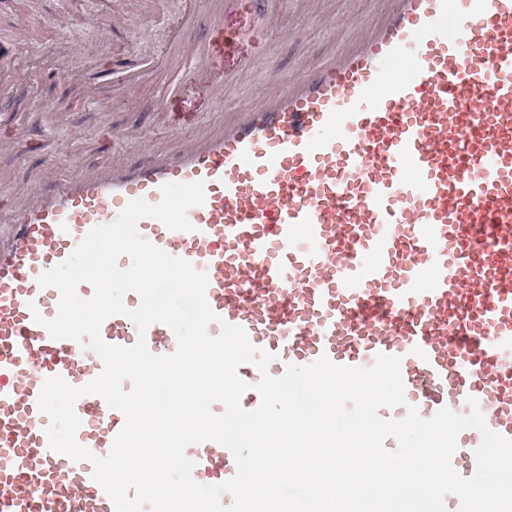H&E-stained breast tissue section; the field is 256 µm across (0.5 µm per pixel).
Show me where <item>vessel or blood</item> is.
<instances>
[{"label": "vessel or blood", "instance_id": "obj_1", "mask_svg": "<svg viewBox=\"0 0 512 512\" xmlns=\"http://www.w3.org/2000/svg\"><path fill=\"white\" fill-rule=\"evenodd\" d=\"M274 2L188 0L216 28L225 10L255 16ZM383 2L372 26L333 17L352 43L225 113L222 129L78 174L47 166L32 197L0 206V512H116L89 462L49 447L46 379L81 387L102 362L41 326L59 293L37 279L128 201L158 202L167 182L204 181L193 231L145 218L139 232L206 272L209 305L273 354L271 375L323 355L361 367L398 356L406 402L390 418L476 407L512 439V0ZM173 40L193 66L215 67L189 19ZM152 67L122 64L113 89L130 92ZM141 335L154 354L177 347L160 323L141 334L114 315L101 327L113 345ZM238 375L243 408L256 409L258 368ZM75 410L77 443L108 455L123 414L94 394ZM481 440L468 430L454 453L461 477L474 475ZM186 454L198 483L236 473L216 442Z\"/></svg>", "mask_w": 512, "mask_h": 512}]
</instances>
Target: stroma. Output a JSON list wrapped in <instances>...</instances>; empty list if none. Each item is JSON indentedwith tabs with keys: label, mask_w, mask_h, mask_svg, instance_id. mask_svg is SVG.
<instances>
[{
	"label": "stroma",
	"mask_w": 512,
	"mask_h": 512,
	"mask_svg": "<svg viewBox=\"0 0 512 512\" xmlns=\"http://www.w3.org/2000/svg\"><path fill=\"white\" fill-rule=\"evenodd\" d=\"M379 10L377 0H306L301 6L284 0L248 35L245 13L226 12L218 32L206 15H196L195 30L220 62L210 74L193 70L172 41L173 27L186 15L185 0H0V47L12 55L9 90L0 93V126L12 119L46 129L39 145L16 140L0 149V196L27 198L37 172L50 161L63 172L80 173L169 143L172 133L159 101L174 84L182 87L179 110L199 113L197 128L212 126L225 113L254 104L269 82L287 80L301 63L321 62L338 50L349 34L332 27L333 14L349 12L368 24ZM67 38L82 55H96L107 39L142 58H164L165 64L130 96L113 92L107 83L86 100L69 94L64 69L52 77L46 72L49 52ZM214 78L228 83L219 105L198 93ZM38 95L45 99L40 109L32 105ZM119 128H137L141 135L119 145L111 136Z\"/></svg>",
	"instance_id": "1"
}]
</instances>
